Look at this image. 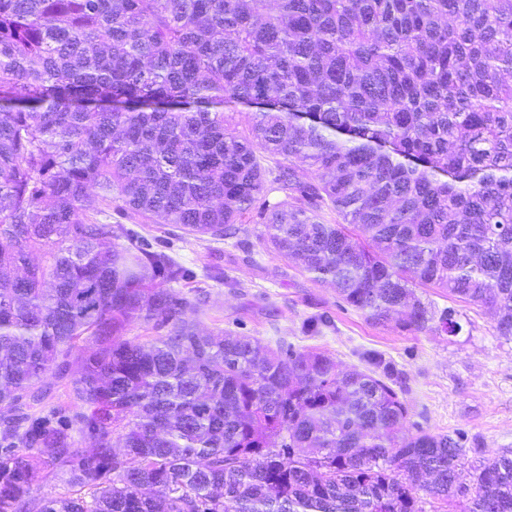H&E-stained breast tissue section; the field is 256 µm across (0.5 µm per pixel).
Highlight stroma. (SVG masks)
I'll use <instances>...</instances> for the list:
<instances>
[{"label":"stroma","instance_id":"1","mask_svg":"<svg viewBox=\"0 0 512 512\" xmlns=\"http://www.w3.org/2000/svg\"><path fill=\"white\" fill-rule=\"evenodd\" d=\"M107 219L166 246L191 271L203 328L256 338L270 348L282 341L318 347L345 369L363 367V354H376L400 374L409 408L406 433L423 428L458 435L471 457L485 461L512 449V342L496 336L485 309L422 288L423 300L454 310L461 329L453 336L412 333L396 321L372 322L342 303L334 287L266 246L263 225H245L235 240L209 241L173 234L166 224H133L115 207ZM218 269L223 279H215ZM314 319L317 332H307Z\"/></svg>","mask_w":512,"mask_h":512}]
</instances>
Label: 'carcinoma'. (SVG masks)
Masks as SVG:
<instances>
[{"label":"carcinoma","mask_w":512,"mask_h":512,"mask_svg":"<svg viewBox=\"0 0 512 512\" xmlns=\"http://www.w3.org/2000/svg\"><path fill=\"white\" fill-rule=\"evenodd\" d=\"M114 202L262 224L373 322L456 334L439 288L512 341V0H0V512H512L511 450L463 484L458 438L403 434L391 363L202 330ZM33 483L42 495L48 497L56 496L67 490V485L61 478L54 477L44 468L34 473Z\"/></svg>","instance_id":"1"}]
</instances>
